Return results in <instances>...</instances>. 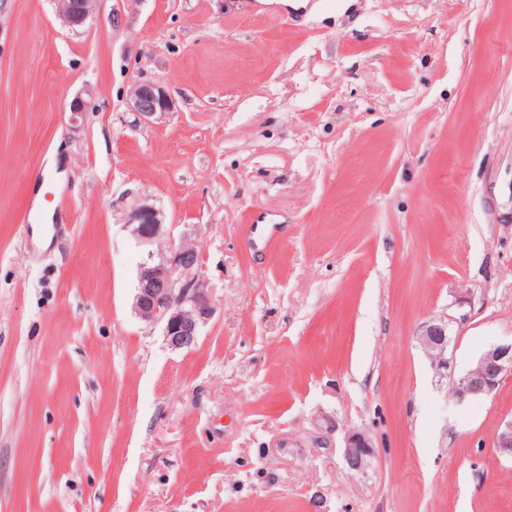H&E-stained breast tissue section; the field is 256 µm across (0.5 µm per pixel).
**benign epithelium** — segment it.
I'll return each instance as SVG.
<instances>
[{"instance_id":"1","label":"benign epithelium","mask_w":512,"mask_h":512,"mask_svg":"<svg viewBox=\"0 0 512 512\" xmlns=\"http://www.w3.org/2000/svg\"><path fill=\"white\" fill-rule=\"evenodd\" d=\"M96 0H59L60 16L68 25L81 26L91 18ZM132 108L150 121L172 108V102L162 86L138 84L130 92ZM124 227L135 241L145 247L170 235L163 214L146 201L134 204L124 216ZM132 308L148 324H163L168 346L181 350L193 346L213 310L212 288L204 275L202 253L194 246L169 244L160 256L148 252L138 269ZM421 344L430 352L436 375L448 378V319L434 318L426 322L419 335ZM512 372V342L489 347L475 366L464 375L452 379L451 397L462 404L472 398L489 395L502 377ZM496 450L512 457V419L503 422L495 439ZM373 456L370 440L361 433L348 436L344 459L349 467L360 472Z\"/></svg>"}]
</instances>
